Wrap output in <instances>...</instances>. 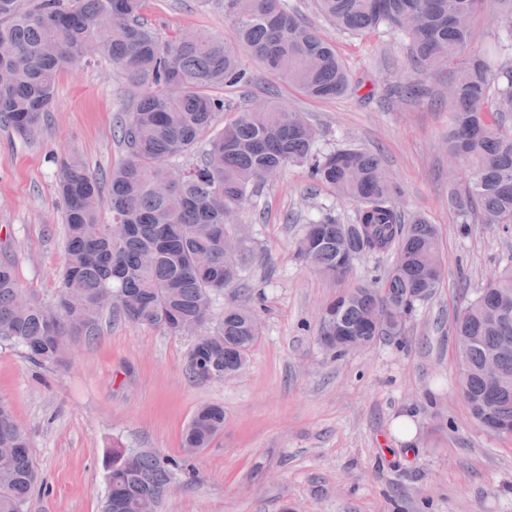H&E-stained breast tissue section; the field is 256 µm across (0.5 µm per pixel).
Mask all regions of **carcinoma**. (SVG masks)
<instances>
[{
    "label": "carcinoma",
    "mask_w": 512,
    "mask_h": 512,
    "mask_svg": "<svg viewBox=\"0 0 512 512\" xmlns=\"http://www.w3.org/2000/svg\"><path fill=\"white\" fill-rule=\"evenodd\" d=\"M482 0H316L337 28L360 34L386 26L407 43L421 73L452 68L448 83V159L468 166L467 184L448 188V208L466 236L476 215L512 229V43L472 50ZM237 20L235 38L184 30L165 39L142 19L143 0H0V127L26 138L48 120L60 72L90 60L95 44L112 67L141 88L119 126L125 162L108 181L82 158L58 163L64 207L66 263L51 306L18 304L14 265L0 262V345L22 349L41 366L65 364L69 342L94 339L99 320L115 311L129 323L173 335L197 332L186 373L209 383L240 370L259 338L257 313L244 302L213 322V297L238 285L224 266V241L241 234L238 216L267 172L307 167L310 178L356 204L352 223L327 216L305 225L296 254L321 276L343 283L365 256H389L387 269L336 295L323 308L319 335L339 357L382 336L400 339L417 307L444 279L438 225L405 220L401 190L379 156L352 145L317 149L315 128L268 99L247 100L223 121L224 103L209 91L249 82V56L272 78L304 96L335 98L351 72L318 30L288 9L287 0H225ZM194 153L200 161L180 173L168 162ZM108 185L111 222L100 221ZM400 305L404 320L388 309ZM512 316V257L454 319L459 385L472 417L504 436L512 429V330L493 319ZM499 359L501 383L482 369ZM224 431V407L194 414L183 438L186 457ZM186 464L112 442L106 451L101 512H138L159 503ZM37 484L28 434L0 401V512H26Z\"/></svg>",
    "instance_id": "obj_1"
}]
</instances>
